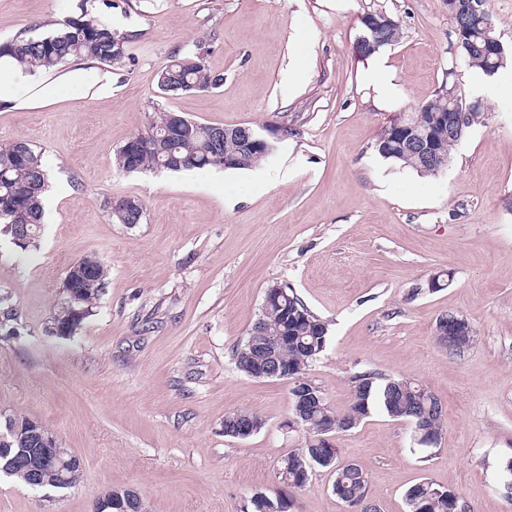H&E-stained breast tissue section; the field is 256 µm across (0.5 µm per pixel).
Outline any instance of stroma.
Returning a JSON list of instances; mask_svg holds the SVG:
<instances>
[{
  "label": "stroma",
  "mask_w": 512,
  "mask_h": 512,
  "mask_svg": "<svg viewBox=\"0 0 512 512\" xmlns=\"http://www.w3.org/2000/svg\"><path fill=\"white\" fill-rule=\"evenodd\" d=\"M83 4L131 35L125 59L82 64L84 84H61L50 104L0 101V146L41 149L50 182L37 247L0 234V291L19 312L18 335L0 329V412L42 421L82 474L52 502L1 478L0 512H94L117 488L138 492L147 512H242L254 493L275 495L281 459L310 435L288 426L287 381L246 376L232 359L275 284L328 324L308 375L335 411L365 371L419 382L442 402L432 448L379 410L333 432L338 465L367 472L379 512H408L405 493L424 479L471 512H512V95L483 100V124L437 175L374 149L383 125L449 82L475 97L448 0H0V41L48 36ZM368 11L401 29L381 50L398 90L388 105L355 51ZM197 54L222 85L161 95L159 71ZM158 108L251 127L273 151L249 169L118 172L117 151ZM124 198L142 201L140 223L112 220ZM90 254L108 268L92 316L74 337L48 334L68 267ZM448 270V287L429 291ZM445 313L473 326L461 353L435 340ZM236 410L264 427L225 436ZM333 480L315 471L294 512H348ZM240 415H246L251 420H253V422H255V424L257 425L258 430L254 432L255 428L251 422L241 421L240 423H238L236 425L237 431H239L241 433H252V434H250L249 436H246V437H235V436L226 435V434H225V436H229V437L237 438V439H246V438L252 436L253 434L257 433L258 431H260L265 424L262 417H260L256 413L247 411V410H237V411L229 413L228 415L225 416L224 427H228V428L232 427L234 420L236 419L237 416H240Z\"/></svg>",
  "instance_id": "1"
}]
</instances>
